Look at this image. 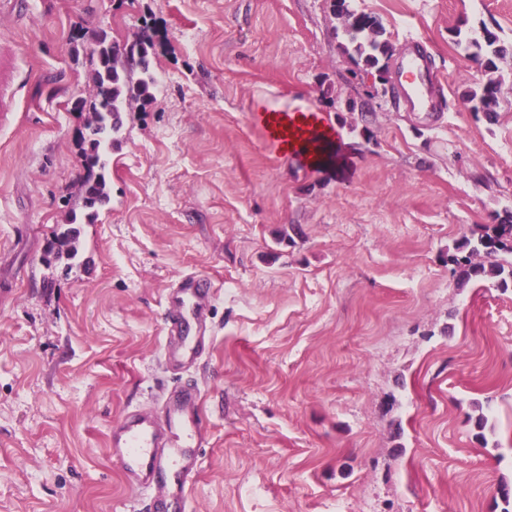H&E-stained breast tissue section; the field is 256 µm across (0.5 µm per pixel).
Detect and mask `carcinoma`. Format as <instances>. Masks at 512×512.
Wrapping results in <instances>:
<instances>
[{
	"label": "carcinoma",
	"instance_id": "carcinoma-1",
	"mask_svg": "<svg viewBox=\"0 0 512 512\" xmlns=\"http://www.w3.org/2000/svg\"><path fill=\"white\" fill-rule=\"evenodd\" d=\"M332 11L340 20V31L345 41L341 50L365 73H381L386 70L394 55L392 43L384 38L380 23L364 12L348 8L346 0H333ZM472 61L485 73L486 81L463 94V100L472 111L483 113L493 120L498 102L500 78L499 64L512 58V46L501 43L498 35L484 29L481 38L467 41ZM94 63L90 79L96 89L90 111L96 116V125L87 126V137L82 157L86 175L81 183L83 207L94 218L98 210L110 201L106 176L105 155L124 123L126 104L145 101L151 97L155 78L152 71L149 46L142 43L128 48L107 46L105 40H96L90 50ZM139 67L134 74L133 67ZM81 230L76 217L66 222V228L55 233L67 256L74 258L79 252ZM448 264L456 276L457 284L466 286L472 281L493 280L504 290L512 286V213L496 218V223L482 226L477 233L464 239L448 252Z\"/></svg>",
	"mask_w": 512,
	"mask_h": 512
}]
</instances>
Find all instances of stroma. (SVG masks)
I'll return each instance as SVG.
<instances>
[{"instance_id":"35a3bbf8","label":"stroma","mask_w":512,"mask_h":512,"mask_svg":"<svg viewBox=\"0 0 512 512\" xmlns=\"http://www.w3.org/2000/svg\"><path fill=\"white\" fill-rule=\"evenodd\" d=\"M351 4L392 70L422 38L437 117L367 98L330 0H0V512H150L108 433L172 384L163 295L188 273L219 287L182 374L209 430L190 512H502L512 288L458 287L448 251L512 210V60L487 121L459 42L512 43V0ZM98 34L149 38L158 82L72 261L50 243L81 208ZM297 110L333 125L343 168L269 145L261 116Z\"/></svg>"}]
</instances>
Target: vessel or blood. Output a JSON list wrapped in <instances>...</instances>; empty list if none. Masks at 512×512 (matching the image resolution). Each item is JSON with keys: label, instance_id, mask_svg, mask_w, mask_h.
Returning a JSON list of instances; mask_svg holds the SVG:
<instances>
[{"label": "vessel or blood", "instance_id": "obj_1", "mask_svg": "<svg viewBox=\"0 0 512 512\" xmlns=\"http://www.w3.org/2000/svg\"><path fill=\"white\" fill-rule=\"evenodd\" d=\"M434 79L423 43L411 38L400 71L399 96L413 110L432 112ZM212 280L194 273L181 276L164 294L166 343L163 358L171 370L195 365L210 344L214 329L210 301ZM196 384L162 388L158 411L132 409L115 421L110 452L128 482L145 492L154 512H186L191 483L202 469L206 428L198 413Z\"/></svg>", "mask_w": 512, "mask_h": 512}]
</instances>
